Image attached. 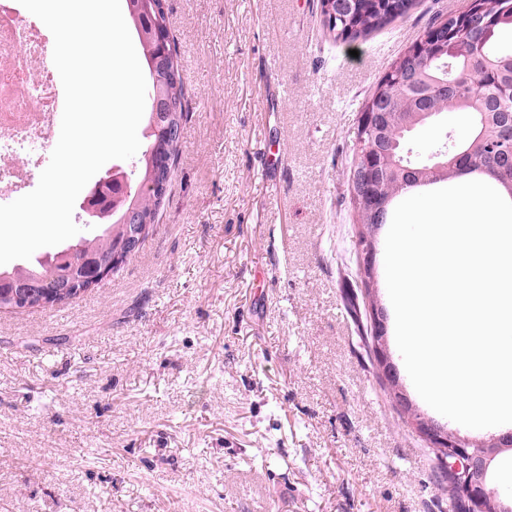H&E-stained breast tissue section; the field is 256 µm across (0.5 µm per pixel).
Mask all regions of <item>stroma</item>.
Returning a JSON list of instances; mask_svg holds the SVG:
<instances>
[{
  "mask_svg": "<svg viewBox=\"0 0 512 512\" xmlns=\"http://www.w3.org/2000/svg\"><path fill=\"white\" fill-rule=\"evenodd\" d=\"M466 3L349 43L319 0H166L176 172L117 272L0 310V512H452L364 340L347 179L362 101Z\"/></svg>",
  "mask_w": 512,
  "mask_h": 512,
  "instance_id": "obj_1",
  "label": "stroma"
}]
</instances>
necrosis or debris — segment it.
I'll return each instance as SVG.
<instances>
[{
    "instance_id": "1",
    "label": "necrosis or debris",
    "mask_w": 512,
    "mask_h": 512,
    "mask_svg": "<svg viewBox=\"0 0 512 512\" xmlns=\"http://www.w3.org/2000/svg\"><path fill=\"white\" fill-rule=\"evenodd\" d=\"M51 38L19 0H0V205L33 191L56 136L64 95Z\"/></svg>"
}]
</instances>
